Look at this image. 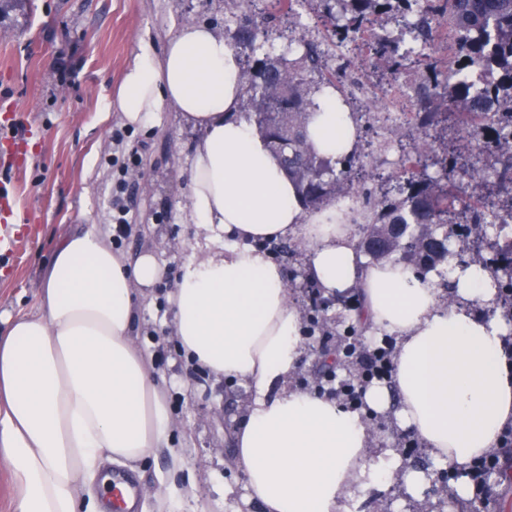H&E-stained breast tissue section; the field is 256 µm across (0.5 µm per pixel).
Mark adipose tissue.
Segmentation results:
<instances>
[{"label": "adipose tissue", "mask_w": 512, "mask_h": 512, "mask_svg": "<svg viewBox=\"0 0 512 512\" xmlns=\"http://www.w3.org/2000/svg\"><path fill=\"white\" fill-rule=\"evenodd\" d=\"M242 58L211 25L186 23L161 60L140 55L124 73L117 108L147 125L172 108L200 133L188 171L194 241L167 300L184 357L251 400L235 426L231 461L263 512H350L355 493L385 490L393 451L371 456L369 412L395 410L472 499L468 471L512 427V356L491 270L449 263L452 300L397 260L366 263L358 214L329 201L304 208L259 131L240 118ZM309 140L341 159L357 146L356 116L335 89L317 93ZM292 238L324 296L355 294L350 315L367 335L395 337L391 383L364 406L292 385L305 351L301 314L268 241ZM164 275L153 253L128 260L112 236L80 224L57 241L36 313L0 324V467L9 512H105L112 468L137 470L158 450L170 467L148 498L157 512L197 501L180 480L185 451L152 359L136 343L145 291Z\"/></svg>", "instance_id": "ef3b65f1"}]
</instances>
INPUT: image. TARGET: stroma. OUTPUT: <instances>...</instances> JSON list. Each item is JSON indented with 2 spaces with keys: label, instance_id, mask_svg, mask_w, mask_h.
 <instances>
[{
  "label": "stroma",
  "instance_id": "stroma-1",
  "mask_svg": "<svg viewBox=\"0 0 512 512\" xmlns=\"http://www.w3.org/2000/svg\"><path fill=\"white\" fill-rule=\"evenodd\" d=\"M254 11L250 0H241L232 11L224 0H13L0 11V99L17 103L21 124L44 131L43 138L29 142L19 174L16 220L33 231L22 238L17 261L0 262V314L36 311L37 286L57 240L75 224L109 228L112 195L122 191L131 232L117 253L133 259L151 252L165 267L139 311L137 341L166 383L177 429L186 435V468L198 478L200 502L219 501L218 512L261 508L246 501L236 472L225 464L230 431L250 395L243 385L213 380L185 360L166 301L195 233L186 209L196 134L171 109L159 113L149 127H124L107 104L116 100L123 73L135 59L146 52L160 57L182 24L207 23L229 39ZM260 26L257 56L292 60L302 54V47L291 41L295 34L287 20H264ZM361 120L358 151L366 170L397 174L403 148L415 132L405 124L394 94L379 98ZM275 259L310 333L294 382L321 384L315 369L319 349L337 346L351 332L354 302L313 298L316 285L296 241L285 240ZM372 424L373 449H393L401 471L424 472L429 486L413 497L395 482L386 493L355 497L353 512H439L452 497L458 512H467L468 501L457 499L448 485L447 466L434 462L425 447H408L413 433L401 426L394 411L375 417ZM226 483L236 489L222 500L217 489Z\"/></svg>",
  "mask_w": 512,
  "mask_h": 512
}]
</instances>
